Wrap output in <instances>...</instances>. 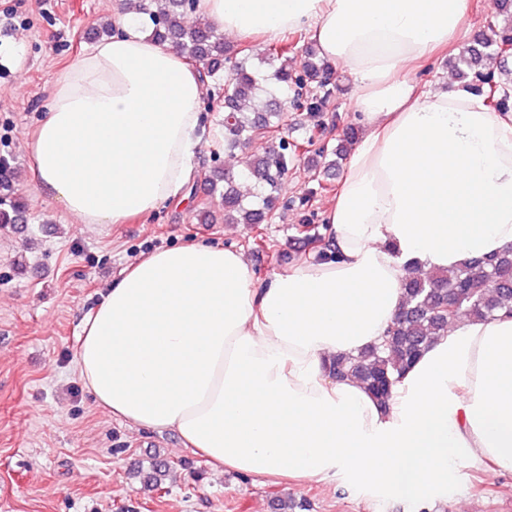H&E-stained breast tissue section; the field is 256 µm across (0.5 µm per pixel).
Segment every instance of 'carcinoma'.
<instances>
[{
    "mask_svg": "<svg viewBox=\"0 0 512 512\" xmlns=\"http://www.w3.org/2000/svg\"><path fill=\"white\" fill-rule=\"evenodd\" d=\"M198 0H138L135 9L150 16L152 37L177 48L205 76L214 96L220 98L221 114L216 118L218 144L233 154L269 137L283 142L277 151L267 148L254 154L243 172L232 173L221 166L204 171V184L211 196H220L226 224H266L280 203L279 186L301 144L314 148V154L335 156L330 165L339 166L347 148L356 138L354 128L338 134L336 146L314 147V134L325 133L317 122L299 143L288 133V110L306 112L312 118L334 94L331 65L319 58L301 31L284 36L273 48L254 45L227 47L208 22L187 29L182 19L194 13ZM488 33L460 56L465 67L463 78L475 86H486L494 79L488 71L502 65L503 46L512 42V14L487 24ZM316 83L317 91H307ZM254 186L251 197L235 189L241 180ZM317 259L330 258V237H310ZM404 304L385 336L383 348L371 347L355 357L336 355L330 374L336 378H356L380 403L388 402L396 376L408 369L440 336L448 325L465 316L471 320L493 319L512 313V248L478 258L454 270H435L425 276L409 273L403 280Z\"/></svg>",
    "mask_w": 512,
    "mask_h": 512,
    "instance_id": "cac0c4a2",
    "label": "carcinoma"
}]
</instances>
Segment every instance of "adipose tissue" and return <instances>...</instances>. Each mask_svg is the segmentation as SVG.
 <instances>
[{"mask_svg":"<svg viewBox=\"0 0 512 512\" xmlns=\"http://www.w3.org/2000/svg\"><path fill=\"white\" fill-rule=\"evenodd\" d=\"M470 0H199L239 38L305 30L355 83L363 135L325 212L336 245L256 280L240 250L190 244L132 264L87 315L77 369L130 428L171 429L213 469L342 478L425 502L456 466L512 473V318L462 319L387 404L328 377L380 344L408 268L451 270L512 246V113L413 74L464 37ZM57 73L27 147L38 185L84 224L181 198L201 143L198 73L147 15Z\"/></svg>","mask_w":512,"mask_h":512,"instance_id":"obj_1","label":"adipose tissue"}]
</instances>
